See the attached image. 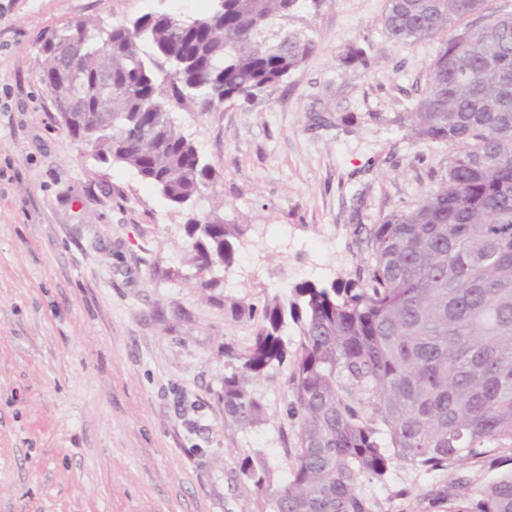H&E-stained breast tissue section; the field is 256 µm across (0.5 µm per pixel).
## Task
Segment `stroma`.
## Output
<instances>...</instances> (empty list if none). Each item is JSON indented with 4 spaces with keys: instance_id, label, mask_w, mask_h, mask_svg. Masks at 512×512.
I'll use <instances>...</instances> for the list:
<instances>
[{
    "instance_id": "1",
    "label": "stroma",
    "mask_w": 512,
    "mask_h": 512,
    "mask_svg": "<svg viewBox=\"0 0 512 512\" xmlns=\"http://www.w3.org/2000/svg\"><path fill=\"white\" fill-rule=\"evenodd\" d=\"M212 0H0V512H263L240 464L288 480L290 367L254 378L264 423H225L224 374L254 338L242 308L304 282L355 278L360 225L411 210L448 146L406 115L445 35L394 42L387 0H303L289 28L318 50L249 102L178 113L242 229L216 287L189 277L186 217L57 123L40 46L84 18L207 13ZM368 66H344L349 46ZM452 476L400 463L364 494L441 512Z\"/></svg>"
}]
</instances>
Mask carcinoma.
Instances as JSON below:
<instances>
[{
    "label": "carcinoma",
    "instance_id": "1",
    "mask_svg": "<svg viewBox=\"0 0 512 512\" xmlns=\"http://www.w3.org/2000/svg\"><path fill=\"white\" fill-rule=\"evenodd\" d=\"M300 2L214 0L199 17L79 21L42 45L59 125L187 210V261L203 288L233 265L241 228L222 200L194 212L216 170L173 112L249 100L301 67L318 45L288 28ZM484 4L389 0L383 26L397 43L423 42ZM409 120L416 140L451 148L440 184L365 229L356 278L304 282L268 300L224 374V422L251 428L264 408L249 384L291 363L299 434L288 481L272 489L264 465H241L269 512H383L360 479L382 481L398 462L443 472L512 466V14L467 24L442 44ZM290 323L295 349L284 339ZM437 504L512 512V470L483 484L458 477Z\"/></svg>",
    "mask_w": 512,
    "mask_h": 512
}]
</instances>
